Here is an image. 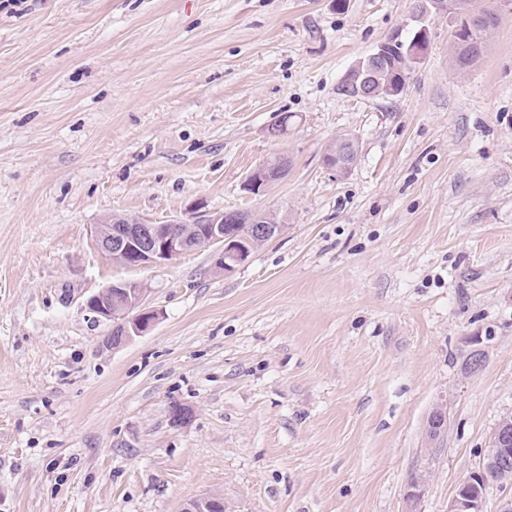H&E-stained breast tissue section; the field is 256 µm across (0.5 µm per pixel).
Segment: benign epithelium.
Returning <instances> with one entry per match:
<instances>
[{
  "label": "benign epithelium",
  "instance_id": "7a95c632",
  "mask_svg": "<svg viewBox=\"0 0 512 512\" xmlns=\"http://www.w3.org/2000/svg\"><path fill=\"white\" fill-rule=\"evenodd\" d=\"M448 6L436 0H426L420 10L412 14L415 36L406 48L412 64L422 62L430 49L425 42L429 37L428 22L435 8ZM402 42L392 37L380 42L369 55L353 65L344 76L346 86L354 87L359 94L373 97L377 94L375 83L390 53L397 51ZM290 159L284 154L274 161L265 160L254 168L243 182V190L251 195L260 193L261 178L271 176L276 170L288 171ZM264 215L247 214L243 211L212 213L199 208L190 209L184 218L173 219L165 224L124 215H112L95 225L94 237L97 249L112 261L127 267L140 268L147 265H161L173 258L201 247L218 246L216 266L228 274L245 263L251 254V240L247 236H226L224 225H244L254 233L276 238L285 228L283 224H265ZM146 289L134 281H115L92 295L86 302V309L113 323L112 333L106 338V345L118 348L133 336L146 332L158 319L153 310L143 308ZM137 311L130 320L125 314ZM446 422L443 407L433 412L426 429L429 441L439 439ZM512 430L507 423L496 426L487 440V449L478 467L468 476L465 484L479 487L486 484L488 473L509 463L512 454ZM484 497L471 494H457L448 503V512H483ZM224 498L220 494H208L190 502L184 512H223Z\"/></svg>",
  "mask_w": 512,
  "mask_h": 512
}]
</instances>
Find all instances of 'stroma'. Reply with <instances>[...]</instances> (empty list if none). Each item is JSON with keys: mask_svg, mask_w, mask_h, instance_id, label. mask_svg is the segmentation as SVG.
<instances>
[{"mask_svg": "<svg viewBox=\"0 0 512 512\" xmlns=\"http://www.w3.org/2000/svg\"><path fill=\"white\" fill-rule=\"evenodd\" d=\"M412 6L0 8V512H448L512 413V13L475 67L440 13L403 95L342 94ZM275 153L287 176L245 193ZM193 204L286 228L229 274L209 247L127 268L94 243ZM120 280L159 318L113 349L85 304ZM289 167L290 159L284 154H278L272 162L265 160L247 175L243 182V190L251 195L262 192L263 190H258V185L261 183L260 177H270L272 172L279 169L288 173Z\"/></svg>", "mask_w": 512, "mask_h": 512, "instance_id": "35a3bbf8", "label": "stroma"}]
</instances>
